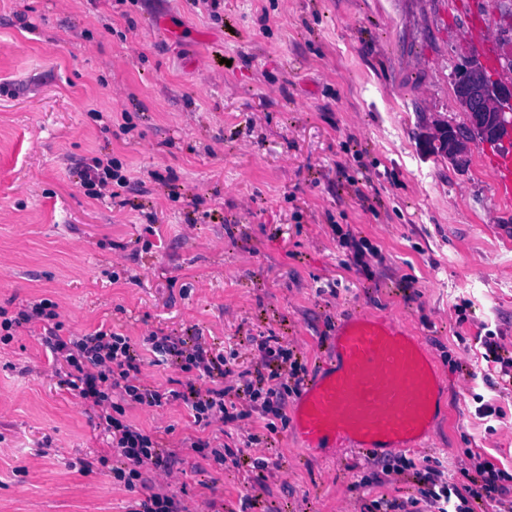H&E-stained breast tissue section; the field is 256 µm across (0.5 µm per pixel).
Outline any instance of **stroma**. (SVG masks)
I'll list each match as a JSON object with an SVG mask.
<instances>
[{"instance_id": "35a3bbf8", "label": "stroma", "mask_w": 512, "mask_h": 512, "mask_svg": "<svg viewBox=\"0 0 512 512\" xmlns=\"http://www.w3.org/2000/svg\"><path fill=\"white\" fill-rule=\"evenodd\" d=\"M509 38L512 0H0V305L49 298L66 330L201 335L244 363L247 337L275 336L312 368L350 308L401 315L448 377L409 458L459 487L471 451L511 470L512 391L485 383L477 338L512 353V207L492 145L456 164L433 139L464 121L465 66ZM104 153L135 182L131 205L76 185ZM342 231L378 247L369 270L346 265ZM479 395L504 418L478 417ZM127 418L173 426L174 449L200 432L176 402ZM263 431L246 419L224 441ZM103 446L20 328L0 348V512H126L131 493L82 468ZM275 451L255 512H360L417 488L374 483L372 456L303 455L287 430ZM252 454L186 463L171 486L187 512H238ZM493 186L499 199L511 206L512 204V153L495 154L491 164Z\"/></svg>"}]
</instances>
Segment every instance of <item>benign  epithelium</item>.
Here are the masks:
<instances>
[{"label": "benign epithelium", "instance_id": "obj_1", "mask_svg": "<svg viewBox=\"0 0 512 512\" xmlns=\"http://www.w3.org/2000/svg\"><path fill=\"white\" fill-rule=\"evenodd\" d=\"M502 69L507 79L488 78L482 64L472 62L456 82V97L465 117L461 126L441 125L436 136L448 160L467 157L470 144L479 139L489 143L512 142V56Z\"/></svg>", "mask_w": 512, "mask_h": 512}]
</instances>
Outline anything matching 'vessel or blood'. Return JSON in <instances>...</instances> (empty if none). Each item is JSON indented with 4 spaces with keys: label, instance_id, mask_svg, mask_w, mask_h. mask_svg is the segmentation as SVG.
<instances>
[{
    "label": "vessel or blood",
    "instance_id": "vessel-or-blood-1",
    "mask_svg": "<svg viewBox=\"0 0 512 512\" xmlns=\"http://www.w3.org/2000/svg\"><path fill=\"white\" fill-rule=\"evenodd\" d=\"M496 195L512 204V153L491 164ZM447 378L406 320L352 311L336 323L328 353L289 413L304 453L341 460L420 447L437 417Z\"/></svg>",
    "mask_w": 512,
    "mask_h": 512
}]
</instances>
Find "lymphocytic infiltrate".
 I'll return each mask as SVG.
<instances>
[{
	"mask_svg": "<svg viewBox=\"0 0 512 512\" xmlns=\"http://www.w3.org/2000/svg\"><path fill=\"white\" fill-rule=\"evenodd\" d=\"M122 162L104 154L80 163L76 169L79 186L94 199L112 196L114 188L131 190ZM35 325L53 361L58 386L76 398L95 431L104 435L109 453L94 454L84 463L86 470H99L113 486L134 493L127 512H186L178 494L163 489L164 477L179 471L185 459L177 450L163 446L157 432L136 427L125 419L131 406L161 408L182 402L195 425L217 427L257 418L263 420L265 435L248 434L247 448L263 447L252 461L254 474L247 487L266 488L282 468L272 453L271 434L287 423L290 396L299 394L308 375L300 354L271 336H251L254 360L240 368L237 350L208 344L203 337L188 340L161 330L132 342L129 336L99 327L86 334L64 335V323L57 302L42 298L28 302L16 312L0 306V343L13 340L19 328ZM168 365L186 374L181 389L149 384L142 377L144 363ZM414 469L413 462L400 457L398 464H384V476ZM475 476L465 491L448 481L441 462L414 469L417 493L408 501L385 496L365 505L364 512H475L477 503L495 501L506 493L512 474L474 455Z\"/></svg>",
	"mask_w": 512,
	"mask_h": 512,
	"instance_id": "obj_1",
	"label": "lymphocytic infiltrate"
}]
</instances>
